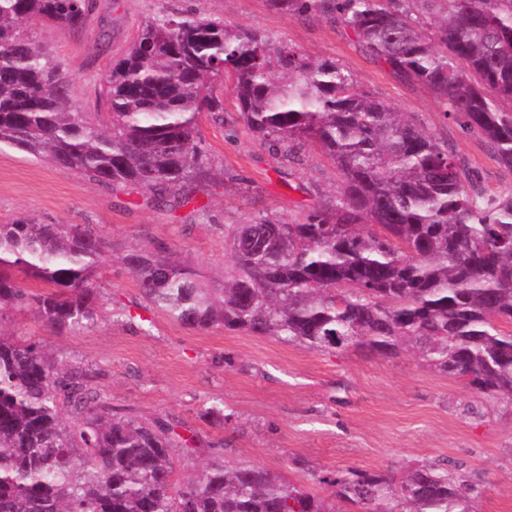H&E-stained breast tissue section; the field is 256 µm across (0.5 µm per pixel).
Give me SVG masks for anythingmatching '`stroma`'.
<instances>
[{
	"label": "stroma",
	"instance_id": "35a3bbf8",
	"mask_svg": "<svg viewBox=\"0 0 512 512\" xmlns=\"http://www.w3.org/2000/svg\"><path fill=\"white\" fill-rule=\"evenodd\" d=\"M172 12L256 30L314 60L351 72L357 90L406 113L458 155L494 191L512 189L482 138L446 118L425 86L377 62L333 19L292 18L268 0H94L83 28L26 22L71 80L80 111L109 124L102 87L144 22ZM222 119L202 114L200 136L214 178L191 203L156 209L136 186L97 184L47 160L0 148V223L19 214L43 224H94L113 244L176 246L213 285L230 264L224 228L261 213L301 218L333 195L341 175L319 146L297 160L276 157L238 119L232 84L213 80ZM98 322L57 335L30 311L0 319L4 330L35 337L49 351L95 370L106 401L136 421H167L196 438L198 449H176V476L186 479L209 458L249 462L327 498L314 472L358 468L399 479L417 462L462 463L479 494L475 512H512V404L487 402L462 382L423 365L412 353L381 357L356 349L320 352L272 336L216 327L193 329L153 309L122 265L99 275ZM229 415L212 424V401Z\"/></svg>",
	"mask_w": 512,
	"mask_h": 512
}]
</instances>
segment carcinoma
I'll use <instances>...</instances> for the list:
<instances>
[{
    "label": "carcinoma",
    "mask_w": 512,
    "mask_h": 512,
    "mask_svg": "<svg viewBox=\"0 0 512 512\" xmlns=\"http://www.w3.org/2000/svg\"><path fill=\"white\" fill-rule=\"evenodd\" d=\"M431 11L425 34L413 5ZM330 16L377 61L441 99L512 170V0H269ZM91 0H0V146L103 185L185 206L210 175L198 119L224 110L209 80L232 78L237 111L288 161L317 144L342 172L334 199L300 220L233 224L231 267L210 287L177 249L131 247L121 263L172 320L273 336L316 351L410 348L430 368L512 404V190L488 191L455 149L256 32L193 12L148 19L104 82L111 127L71 104L70 80L21 30L77 28ZM112 243L88 224H0V320L28 308L58 333L97 321L95 277ZM48 288L33 293L11 270ZM96 373L0 330V512H339L266 468L222 460L175 482L169 425L142 424L92 385ZM315 480L360 512H474L459 469L416 463L399 484L348 468Z\"/></svg>",
    "instance_id": "obj_1"
}]
</instances>
